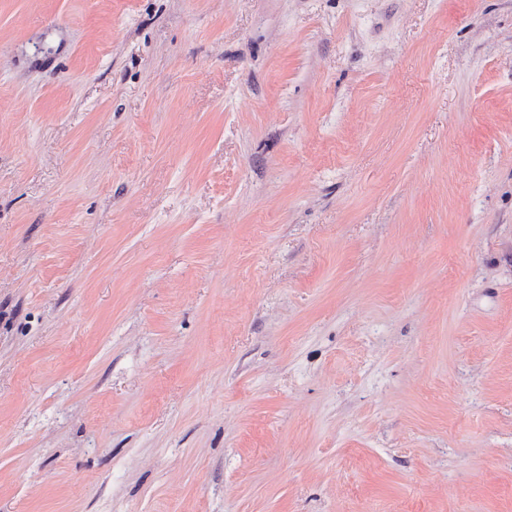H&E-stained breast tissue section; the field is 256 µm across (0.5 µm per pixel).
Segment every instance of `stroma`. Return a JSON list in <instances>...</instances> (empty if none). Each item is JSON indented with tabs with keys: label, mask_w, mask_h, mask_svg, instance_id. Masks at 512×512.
Here are the masks:
<instances>
[{
	"label": "stroma",
	"mask_w": 512,
	"mask_h": 512,
	"mask_svg": "<svg viewBox=\"0 0 512 512\" xmlns=\"http://www.w3.org/2000/svg\"><path fill=\"white\" fill-rule=\"evenodd\" d=\"M0 512H512V0H0Z\"/></svg>",
	"instance_id": "35a3bbf8"
}]
</instances>
